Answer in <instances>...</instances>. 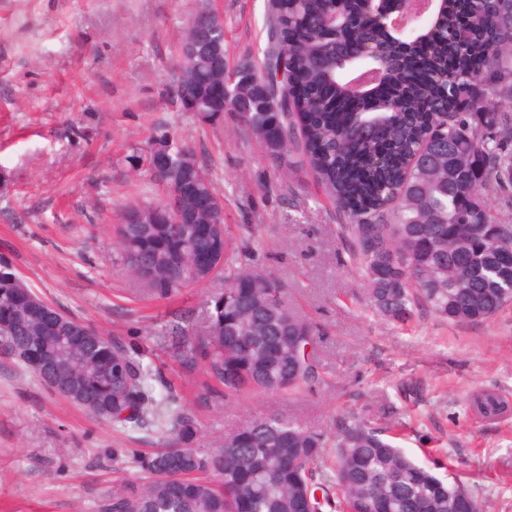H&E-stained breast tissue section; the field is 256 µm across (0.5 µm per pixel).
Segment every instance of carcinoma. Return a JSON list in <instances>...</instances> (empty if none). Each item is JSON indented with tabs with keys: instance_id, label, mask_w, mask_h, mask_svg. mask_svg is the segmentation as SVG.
Masks as SVG:
<instances>
[{
	"instance_id": "cac0c4a2",
	"label": "carcinoma",
	"mask_w": 512,
	"mask_h": 512,
	"mask_svg": "<svg viewBox=\"0 0 512 512\" xmlns=\"http://www.w3.org/2000/svg\"><path fill=\"white\" fill-rule=\"evenodd\" d=\"M373 8L369 0H276L261 62L235 71L236 129L284 170L299 157L349 214L340 232L377 314L405 323L425 307L452 322L490 319L512 305V224L496 223L484 202L498 195L512 203V0H447L426 27L427 41L407 34L400 59L378 26L365 25L348 45L324 32L335 11L366 17ZM363 43L392 70L357 98L340 67ZM465 55L479 66L458 67L448 82V65ZM403 59L420 61L422 72L409 74ZM184 60L190 94L210 118L220 110L210 89L230 73L207 53ZM369 109L379 122L363 127ZM143 161L149 170L162 162L191 223L118 228L127 271L163 299L202 282L208 260L220 262L224 276V291L201 299L202 321L180 314L158 334L184 372L206 375L196 403L311 387L319 330L289 311L275 270L237 267L238 249L206 205L217 195L204 162L163 136ZM17 279L0 267V344L8 354L49 389L53 380L34 364L53 359L54 377L82 396L74 405L162 438L153 452L133 455L139 476L116 486L101 512H448V499L470 491L353 412L336 418L331 441L272 412L203 443L195 410L145 362L146 349L96 330L72 334L64 325L74 322L51 320L54 308L40 296L21 302ZM471 405L487 417L503 409L490 392Z\"/></svg>"
}]
</instances>
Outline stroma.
<instances>
[{
    "label": "stroma",
    "mask_w": 512,
    "mask_h": 512,
    "mask_svg": "<svg viewBox=\"0 0 512 512\" xmlns=\"http://www.w3.org/2000/svg\"><path fill=\"white\" fill-rule=\"evenodd\" d=\"M204 9L224 21L228 67L260 57L267 0H0V256L58 309L148 348L189 395L192 375L152 337L224 280L156 298L127 272L113 229L124 205L163 199L142 157L167 136L205 159L246 263L272 267L288 306L322 331L311 391L201 409L205 432L274 409L328 433L352 411L415 461L466 482L483 512H512V307L479 322L424 309L404 325L376 315L328 189L301 164L267 160L235 132L232 106L205 120L176 98L180 40ZM483 390L506 405L496 418L470 405ZM159 444L92 418L0 352V512H97L117 480L136 476L129 456Z\"/></svg>",
    "instance_id": "1"
}]
</instances>
